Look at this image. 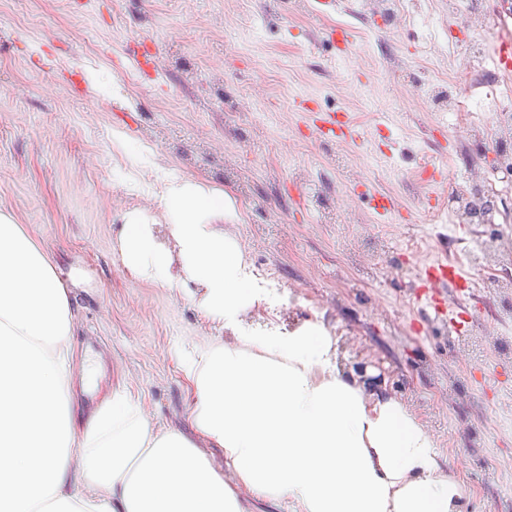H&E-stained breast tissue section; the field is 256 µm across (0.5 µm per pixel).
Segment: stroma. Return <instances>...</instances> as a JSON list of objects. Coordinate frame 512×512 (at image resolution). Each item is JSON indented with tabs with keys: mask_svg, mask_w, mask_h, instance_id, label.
<instances>
[{
	"mask_svg": "<svg viewBox=\"0 0 512 512\" xmlns=\"http://www.w3.org/2000/svg\"><path fill=\"white\" fill-rule=\"evenodd\" d=\"M112 2L0 0V210L78 277L72 310L105 389L127 386L155 426L192 431L184 359L224 331L187 290L132 278L116 243L127 210L158 214L164 175L192 176L235 200L280 324L324 322L346 371L416 410L465 485L462 512H512V300L474 287L460 234L427 221L436 185L409 177L425 154L445 178L501 186L450 115L415 99L494 29L466 26L448 0H404L393 31L325 0L305 19L298 0H122L117 15ZM336 26L347 52L326 36ZM128 47L145 63L131 86ZM304 99L355 118L360 139L315 137L294 110ZM377 193L397 200L391 214ZM334 205L341 223H320ZM494 205L512 215V188ZM421 235L458 275L402 251Z\"/></svg>",
	"mask_w": 512,
	"mask_h": 512,
	"instance_id": "stroma-1",
	"label": "stroma"
}]
</instances>
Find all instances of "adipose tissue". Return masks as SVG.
<instances>
[{"instance_id": "adipose-tissue-1", "label": "adipose tissue", "mask_w": 512, "mask_h": 512, "mask_svg": "<svg viewBox=\"0 0 512 512\" xmlns=\"http://www.w3.org/2000/svg\"><path fill=\"white\" fill-rule=\"evenodd\" d=\"M160 216L126 211L131 276L190 290L224 337L184 366L193 435L154 428L124 390L81 406L76 281L0 211V512H460L463 482L417 412L350 380L339 337L251 321L271 305L223 190L165 180ZM224 456L216 468L207 454Z\"/></svg>"}]
</instances>
